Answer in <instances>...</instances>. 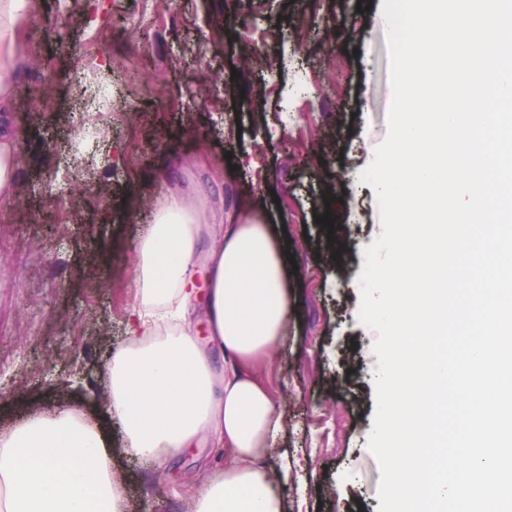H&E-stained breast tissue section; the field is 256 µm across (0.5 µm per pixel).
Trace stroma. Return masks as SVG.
I'll use <instances>...</instances> for the list:
<instances>
[{
	"instance_id": "1",
	"label": "stroma",
	"mask_w": 512,
	"mask_h": 512,
	"mask_svg": "<svg viewBox=\"0 0 512 512\" xmlns=\"http://www.w3.org/2000/svg\"><path fill=\"white\" fill-rule=\"evenodd\" d=\"M382 5L39 0L12 110L19 187L0 202V430L67 409L101 415L139 239L162 198L197 196L291 246L287 343L256 370L284 420L262 464L288 512H378L358 277L381 222L359 174L389 134ZM113 60L123 67L111 73ZM105 87L108 110L92 109ZM79 123L101 130L95 155L72 152ZM111 428L123 512H189L232 458L202 443L134 459Z\"/></svg>"
}]
</instances>
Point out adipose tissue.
Masks as SVG:
<instances>
[{
  "label": "adipose tissue",
  "instance_id": "1",
  "mask_svg": "<svg viewBox=\"0 0 512 512\" xmlns=\"http://www.w3.org/2000/svg\"><path fill=\"white\" fill-rule=\"evenodd\" d=\"M31 0H0V201L18 181L10 124L14 78L27 50ZM207 257L206 288L188 280L209 218L197 200L168 196L156 207L133 258L136 305L129 339L112 359L105 415L35 416L0 433V512H123L108 423L118 418L124 451L174 457L201 440L231 448L223 473L201 483L192 512H285L258 461L282 423L255 370L287 339L288 243L238 212L220 216ZM203 303L216 369L189 332Z\"/></svg>",
  "mask_w": 512,
  "mask_h": 512
}]
</instances>
